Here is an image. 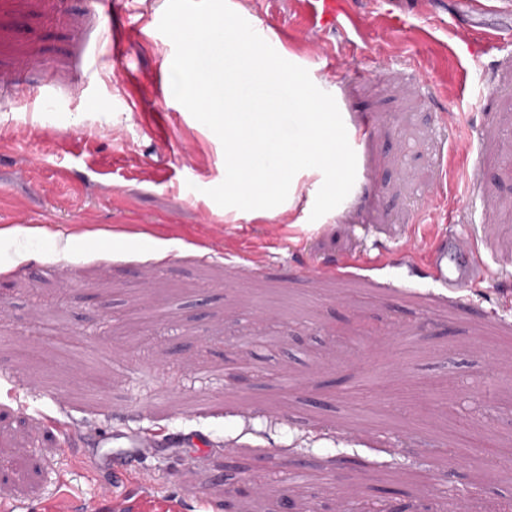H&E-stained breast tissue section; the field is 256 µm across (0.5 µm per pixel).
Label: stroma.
Masks as SVG:
<instances>
[{
  "instance_id": "obj_1",
  "label": "stroma",
  "mask_w": 512,
  "mask_h": 512,
  "mask_svg": "<svg viewBox=\"0 0 512 512\" xmlns=\"http://www.w3.org/2000/svg\"><path fill=\"white\" fill-rule=\"evenodd\" d=\"M457 2L343 0L359 30L309 34L299 0H228L292 33L294 63L367 128L350 194L314 221V168L271 209L207 196L223 146L173 96L171 40L134 27L167 0H0V230L16 231L0 240V415L25 420L0 426V500L512 512V467L491 454L512 442V0L465 29ZM130 71L163 137L121 109ZM447 229L481 256L478 287L431 284L423 258ZM465 419L484 451L461 466ZM98 428L191 443L121 484L79 459Z\"/></svg>"
}]
</instances>
